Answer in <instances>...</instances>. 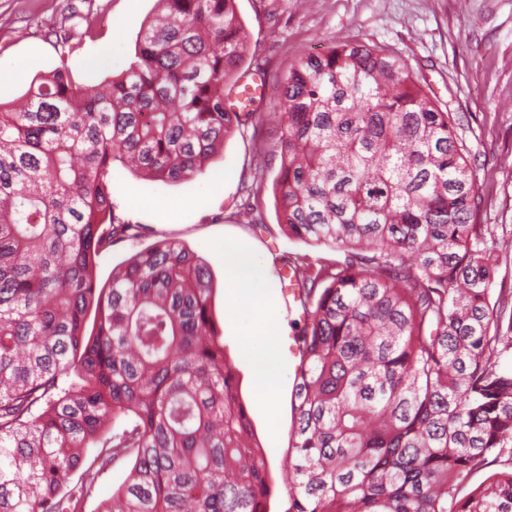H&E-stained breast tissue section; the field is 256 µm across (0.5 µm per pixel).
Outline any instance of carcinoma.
Returning <instances> with one entry per match:
<instances>
[{
	"instance_id": "obj_1",
	"label": "carcinoma",
	"mask_w": 512,
	"mask_h": 512,
	"mask_svg": "<svg viewBox=\"0 0 512 512\" xmlns=\"http://www.w3.org/2000/svg\"><path fill=\"white\" fill-rule=\"evenodd\" d=\"M158 4L119 78L57 69L0 102V512H81L120 461L97 512H267L206 264L160 240L95 277L138 237L112 163L178 183L244 122L224 107L247 46L236 0ZM277 93L282 223L345 253L282 277L302 322L288 512H512V309L492 300L512 240L476 223L451 113L362 43L299 58Z\"/></svg>"
}]
</instances>
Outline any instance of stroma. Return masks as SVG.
Masks as SVG:
<instances>
[{
    "label": "stroma",
    "instance_id": "obj_1",
    "mask_svg": "<svg viewBox=\"0 0 512 512\" xmlns=\"http://www.w3.org/2000/svg\"><path fill=\"white\" fill-rule=\"evenodd\" d=\"M248 34L242 69L260 72L271 90L256 116L224 143L205 172L181 183L143 179L112 165V202L122 221L139 225L133 240L115 242L99 259L97 279L134 252L168 239L183 243L211 271L213 317L237 368L238 396L272 468L288 454L291 395L297 357L288 351L300 311L279 271L306 255L327 264L342 252L288 236L276 208L280 159V83L298 58L323 55L335 44L362 42L404 59L460 119L478 190L477 221L512 239V0H236ZM158 12L156 0H0V101L19 95L37 77L64 68L76 86L118 77L133 59L138 33ZM265 182L253 201L259 226L240 212L242 189L257 165ZM254 260L253 287L262 319L272 324L269 359L276 380L259 394L254 361L225 288L224 258Z\"/></svg>",
    "mask_w": 512,
    "mask_h": 512
}]
</instances>
